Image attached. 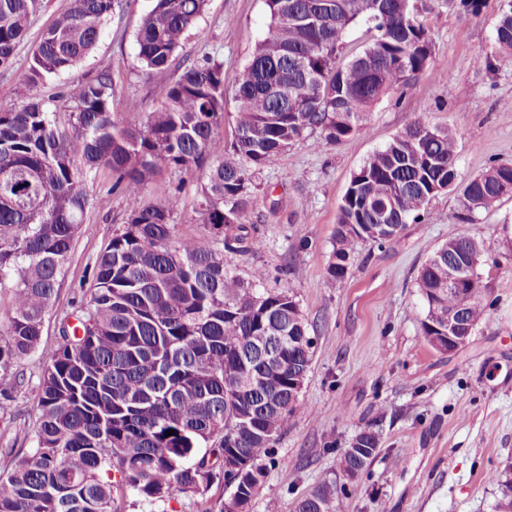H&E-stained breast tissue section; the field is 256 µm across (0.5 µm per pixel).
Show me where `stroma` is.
I'll return each mask as SVG.
<instances>
[{"label": "stroma", "instance_id": "obj_1", "mask_svg": "<svg viewBox=\"0 0 512 512\" xmlns=\"http://www.w3.org/2000/svg\"><path fill=\"white\" fill-rule=\"evenodd\" d=\"M68 3L39 0L13 65L0 69V110L17 108L13 90L28 73L38 37ZM153 5L117 0L97 47L73 71L41 81L38 95H58L107 70L115 120L145 122L158 101L138 58L136 31ZM417 5L433 45L431 65L412 87L374 106L368 134L335 141L316 130L256 170L242 218L245 240L224 255L240 281L259 268L264 288L294 295L314 340L300 392L303 411L277 436L250 512H267L272 503L293 512L325 473L340 472L345 448L365 429L378 432L380 450L366 473L347 484L345 512H493L499 487L489 476L512 459V198L474 213L471 223L457 218L465 183L492 163H512V69L491 71L485 64L504 0H482L475 14L461 10L459 0ZM268 24L265 0H208L182 54L214 59L233 74L250 61ZM418 121L454 135L453 188L394 238L358 242L347 277L329 287L333 233L353 173ZM204 182L202 170L163 164L133 201L111 190L110 172L85 181L87 220L73 241L41 343L20 363L28 382L11 400H0V477L34 446L38 377L61 340L59 323L87 265L134 205L174 190L179 234H204ZM460 235L481 244L478 273L489 307L466 345L448 354L422 333L427 306L417 278L434 252Z\"/></svg>", "mask_w": 512, "mask_h": 512}]
</instances>
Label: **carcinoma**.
Instances as JSON below:
<instances>
[{"label":"carcinoma","mask_w":512,"mask_h":512,"mask_svg":"<svg viewBox=\"0 0 512 512\" xmlns=\"http://www.w3.org/2000/svg\"><path fill=\"white\" fill-rule=\"evenodd\" d=\"M269 32L251 61L231 77L216 61L171 62L207 0H154L138 28V56L159 107L140 125L112 113V74L79 81L43 99L45 77L73 70L99 42L114 0H69L41 32L29 74L15 87L20 106L0 112V289L9 290L0 346V397L25 382L18 369L40 344L44 315L57 298L88 199L82 182L112 172L108 191L135 200L159 163L205 166L202 223L242 228L251 169L319 129L339 140L365 134L367 115L388 91L429 66L433 47L414 0H265ZM36 0H0V67L13 63L27 38ZM372 32L365 49L343 56L349 30ZM490 68L512 69V8L496 27ZM235 89V137L214 133L224 119V86ZM61 99L68 123L49 103ZM457 142L417 123L371 154L351 177L339 205L334 262L327 281L347 276L361 237L351 224L403 227L457 177ZM512 196V164L470 178L461 219ZM175 194L133 207L123 229L87 267L90 297L77 294L60 324L61 342L39 376L36 446L0 481V512H114L117 496L135 492L150 512L175 494H203L224 465L247 464V478L205 512H249L271 445L303 406L294 379L307 373L313 338L288 292L259 288L256 270L243 283L204 236L176 234ZM428 260L418 286L427 302L423 335L456 308L448 293V256L463 260L471 301L465 321L477 326L487 302L480 288V243L456 237ZM174 434L168 436L166 432ZM367 453L344 457L363 474L380 436L364 434ZM495 512H512V470L495 475ZM334 473L301 497L295 512H339Z\"/></svg>","instance_id":"cac0c4a2"}]
</instances>
